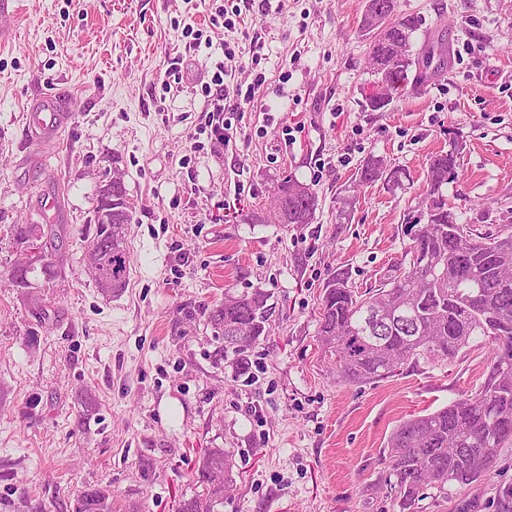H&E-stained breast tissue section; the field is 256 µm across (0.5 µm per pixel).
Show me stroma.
<instances>
[{"mask_svg":"<svg viewBox=\"0 0 512 512\" xmlns=\"http://www.w3.org/2000/svg\"><path fill=\"white\" fill-rule=\"evenodd\" d=\"M224 4L15 0L0 16L14 35L0 43V512H76L90 487L109 490L112 512H178L209 448L234 461L219 512H394L383 485L393 429L485 378L481 344L341 382L319 308L331 273L362 289L401 256L398 227L434 154L460 150L444 188L459 223L512 224V0H397L423 19L415 46L447 51L381 112L362 107L374 79L366 0H242L231 35L212 22ZM218 71L230 87L266 77L227 144L205 128ZM39 94L70 101L73 120L37 151L26 110ZM370 158L402 168L400 187L357 185ZM116 172L134 207L131 270L106 295L86 270L85 234ZM288 176L317 192L312 223L274 218ZM255 212L264 223H246ZM50 222L48 258L30 263L15 227ZM23 266L28 285L13 286ZM255 288L276 318L249 381L210 326L178 319ZM447 512H512V447L480 481L449 487Z\"/></svg>","mask_w":512,"mask_h":512,"instance_id":"obj_1","label":"stroma"}]
</instances>
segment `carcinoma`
<instances>
[{"label": "carcinoma", "instance_id": "1", "mask_svg": "<svg viewBox=\"0 0 512 512\" xmlns=\"http://www.w3.org/2000/svg\"><path fill=\"white\" fill-rule=\"evenodd\" d=\"M367 0L359 31L369 53L378 58L389 45L407 48L405 61L389 71L393 90L427 78L435 49L413 50V35L421 20L393 13L383 35L374 32ZM459 148L429 158L427 185L418 207L429 208L430 225L410 239L401 257L363 292L349 285L338 270L324 285L318 336L336 357L338 377L348 384L389 378L407 364L451 360L478 339L491 344V361L484 381L470 394L428 414L402 421L394 430L384 459L387 493L399 512H417L418 502L434 491L436 501H448V486L471 484L490 471L498 451L512 445V224L481 229L460 224L442 187L457 174ZM404 172L380 159L366 161L359 183L401 182ZM112 194L120 209L119 224L95 223L89 244L100 255L97 285L104 292L121 291L130 275L127 246L132 206L125 187L106 184L98 197ZM319 200L308 185L286 177L277 186L274 215L281 224H310ZM256 288L224 294L214 305L187 307L182 322L203 318L221 341L220 352L237 357L239 372L249 369L248 350L267 335L275 306ZM232 456L222 448L207 449L195 475L201 492L181 502L179 512H218L233 487ZM103 489L85 490L78 512H111Z\"/></svg>", "mask_w": 512, "mask_h": 512}]
</instances>
